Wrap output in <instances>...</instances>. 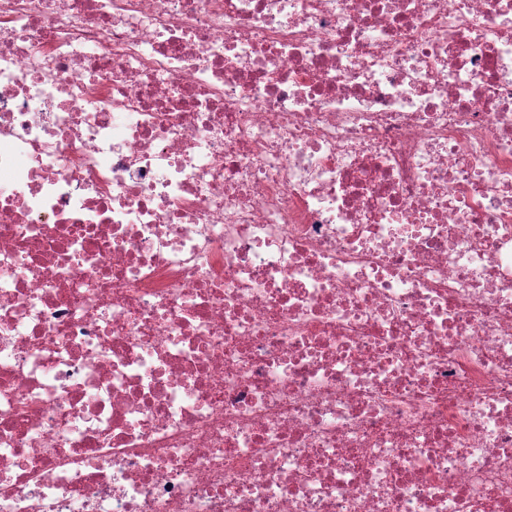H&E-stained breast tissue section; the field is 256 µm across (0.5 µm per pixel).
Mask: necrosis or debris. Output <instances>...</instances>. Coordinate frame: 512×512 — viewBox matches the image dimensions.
Listing matches in <instances>:
<instances>
[{
  "label": "necrosis or debris",
  "mask_w": 512,
  "mask_h": 512,
  "mask_svg": "<svg viewBox=\"0 0 512 512\" xmlns=\"http://www.w3.org/2000/svg\"><path fill=\"white\" fill-rule=\"evenodd\" d=\"M0 512H512V0H0Z\"/></svg>",
  "instance_id": "1"
}]
</instances>
